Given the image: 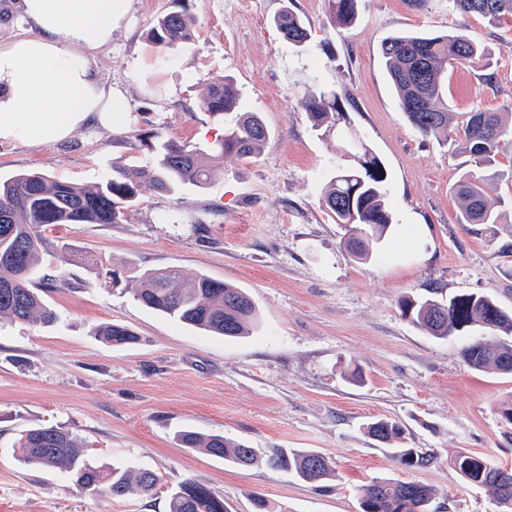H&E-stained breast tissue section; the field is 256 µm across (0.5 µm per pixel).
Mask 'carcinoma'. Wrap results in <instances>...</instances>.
<instances>
[{
    "instance_id": "carcinoma-1",
    "label": "carcinoma",
    "mask_w": 512,
    "mask_h": 512,
    "mask_svg": "<svg viewBox=\"0 0 512 512\" xmlns=\"http://www.w3.org/2000/svg\"><path fill=\"white\" fill-rule=\"evenodd\" d=\"M358 0H328L329 15L341 25L354 21ZM458 11L477 14L490 21L512 17V0H452ZM197 19L176 11L157 19L150 41L166 49H176L191 40ZM284 38L294 45L305 43L310 33L295 12L285 8L274 19ZM380 53L394 90L399 109L410 124L424 136H441L456 144L469 157L475 170L464 173L455 186L461 202L460 224L500 223L501 198L487 192L486 176L479 169H490L499 153L500 139L512 133L504 112L474 110L453 126L448 107V66L468 64L486 72L487 53L475 38L462 29L446 33L400 32L387 37ZM348 97L333 87L310 86L300 106L317 136L328 139L347 119ZM203 107L217 121L239 112L236 122L224 128V135L206 147L177 141L164 130H132L127 144L136 151L147 148L151 162L129 164L123 157L112 158V178L92 187H79L41 172H23L0 182V321L52 323L56 314L42 301L40 292L54 287L53 279L34 277L46 240L41 228L52 224H119L125 211L136 201L141 187L176 194L185 189L203 190L224 171L227 159L248 161L256 157L269 138V131L256 112L240 111V102L230 76L211 83ZM388 173L383 162L357 135H349L346 152L336 162L324 187L321 205L337 224L352 231L346 244L355 257L368 260L374 249L388 237L391 217L386 205ZM63 260L86 265L98 279L114 287L122 283L121 272L98 261H89L79 250L64 243ZM136 286L134 298L142 305L194 328L224 336H249L259 329L256 307L242 288L200 275L191 280L180 269H131ZM401 314L427 334L445 339L472 328L488 335L474 339L462 348L468 367L477 371L512 374V312L502 309L487 295L461 294L448 301L407 296L400 302ZM107 343L126 347L140 341L131 329L107 324L98 330ZM366 432L378 442L393 447V454L406 467L424 466L430 457L412 448H397L405 428L399 422L374 419ZM177 440L186 448L201 449L239 467L258 463L254 449L232 442L219 434L183 430ZM27 465L59 467L68 471L75 484L92 495L106 494L114 499L148 495L160 482L150 470L132 471L118 467L104 469L84 459L77 439L62 427L49 426L21 432L17 440ZM487 457L470 452L457 453L452 464L462 480L488 488L495 498H512V482L499 480L486 465ZM274 468L286 470L299 479L318 483L332 474L327 458L319 452L274 448L266 458ZM362 512H411L406 503L428 506L437 491L415 482H394L377 478L359 490ZM170 512H229L224 498L195 480L182 482L171 494Z\"/></svg>"
}]
</instances>
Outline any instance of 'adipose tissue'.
I'll return each instance as SVG.
<instances>
[{"label":"adipose tissue","instance_id":"1","mask_svg":"<svg viewBox=\"0 0 512 512\" xmlns=\"http://www.w3.org/2000/svg\"><path fill=\"white\" fill-rule=\"evenodd\" d=\"M29 35L0 46V139L37 145L89 120L111 124L123 103L93 53L112 39L129 0H18Z\"/></svg>","mask_w":512,"mask_h":512}]
</instances>
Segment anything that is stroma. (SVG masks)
<instances>
[{
	"instance_id": "obj_1",
	"label": "stroma",
	"mask_w": 512,
	"mask_h": 512,
	"mask_svg": "<svg viewBox=\"0 0 512 512\" xmlns=\"http://www.w3.org/2000/svg\"><path fill=\"white\" fill-rule=\"evenodd\" d=\"M311 29L289 43L274 23L283 8ZM186 10L198 24L192 42L168 54L147 39L152 23ZM467 30L487 52L494 75L448 72L455 114L512 106V18L490 23L452 9L449 0H359L355 21L339 28L327 0H131L111 44L95 55L99 76L124 103L121 126L76 128L47 145L0 140V180L38 170L79 186L112 176L135 127L161 128L207 145L233 124L201 107L208 85L232 76L246 110L270 137L249 162L226 161L204 190L176 195L143 186L120 224L43 227L48 248L39 271L57 285L42 294L55 322H0V512H169L171 493L188 479L223 495L231 512H361L359 489L376 478L436 489L433 512H497L490 491L466 484L452 465L470 451L512 465V440L498 407L512 399V375L480 372L462 359L469 335L437 339L401 315L403 296L445 300L484 294L512 310V236L457 221L453 185L466 155L423 137L398 108L380 45L401 31ZM311 85L336 87L351 100L346 125L383 160L389 175L392 232L382 261L362 263L345 248L346 229L319 204L345 145L318 138L298 105ZM488 182L504 198L512 225V135L504 137ZM71 243L121 269L179 267L245 289L259 333L228 339L183 325L136 301L134 281L101 284L90 269L66 264ZM119 323L141 336L115 347L99 327ZM362 383L346 376L348 366ZM374 418L406 428L405 447L431 455L401 465L364 426ZM61 426L87 460L148 469L161 478L148 496L115 500L77 489L64 470L23 466L21 431ZM221 434L258 455L273 448L322 453L331 478L306 483L259 464L237 467L183 447L180 431Z\"/></svg>"
}]
</instances>
